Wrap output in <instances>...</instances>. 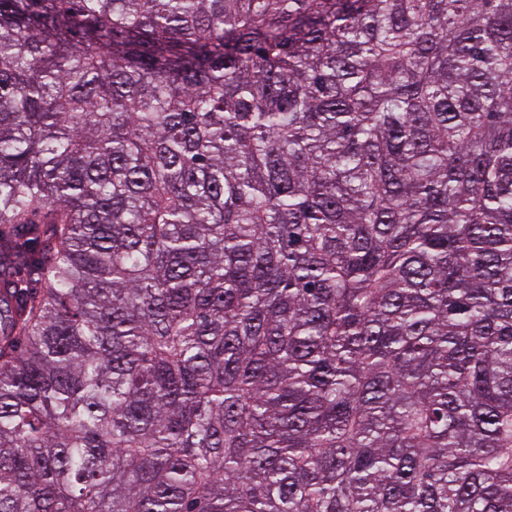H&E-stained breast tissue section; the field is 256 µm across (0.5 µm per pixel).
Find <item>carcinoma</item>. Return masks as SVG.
Instances as JSON below:
<instances>
[{"mask_svg":"<svg viewBox=\"0 0 512 512\" xmlns=\"http://www.w3.org/2000/svg\"><path fill=\"white\" fill-rule=\"evenodd\" d=\"M0 512H512V0H0Z\"/></svg>","mask_w":512,"mask_h":512,"instance_id":"1","label":"carcinoma"}]
</instances>
